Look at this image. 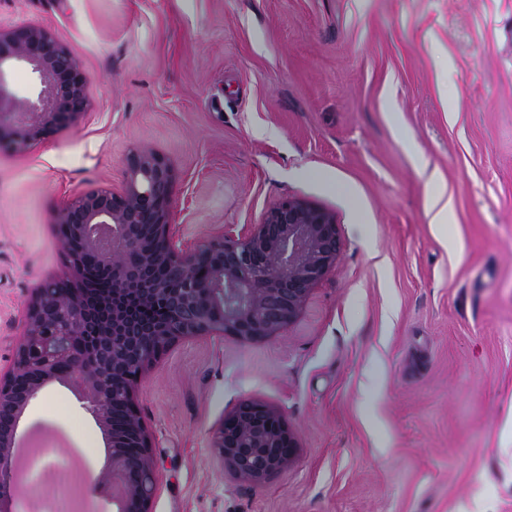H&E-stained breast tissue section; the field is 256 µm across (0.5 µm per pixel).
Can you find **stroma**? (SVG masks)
<instances>
[{
  "label": "stroma",
  "mask_w": 512,
  "mask_h": 512,
  "mask_svg": "<svg viewBox=\"0 0 512 512\" xmlns=\"http://www.w3.org/2000/svg\"><path fill=\"white\" fill-rule=\"evenodd\" d=\"M24 21L75 55L91 109L0 151V366L63 268L55 212L153 148L185 240L292 196L344 250L277 339L186 341L141 380L152 512H512V0H0L1 29ZM245 397L299 436L258 487L208 446ZM99 433L74 391L44 390L9 512H54L67 465L105 466Z\"/></svg>",
  "instance_id": "1"
}]
</instances>
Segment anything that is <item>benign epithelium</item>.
I'll return each mask as SVG.
<instances>
[{"label": "benign epithelium", "instance_id": "obj_1", "mask_svg": "<svg viewBox=\"0 0 512 512\" xmlns=\"http://www.w3.org/2000/svg\"><path fill=\"white\" fill-rule=\"evenodd\" d=\"M19 70L35 76L36 96L12 91ZM89 108L88 77L50 29H0V149L42 143ZM179 181L167 157L134 149L119 185L90 188L55 214L64 270L34 289L11 363L0 369V490H7L0 506L15 485L21 419L33 399L60 383L82 396L107 442L109 463L93 476L94 488L112 490L117 512H151L159 469L135 407L142 375L183 340L276 338L340 260L334 215L289 196L256 224H222L188 244L175 224ZM158 268L162 283L154 280ZM61 280L69 291L56 288ZM159 296L163 317L138 314ZM210 447L223 468L261 486L294 464L298 438L276 405L243 398Z\"/></svg>", "mask_w": 512, "mask_h": 512}]
</instances>
